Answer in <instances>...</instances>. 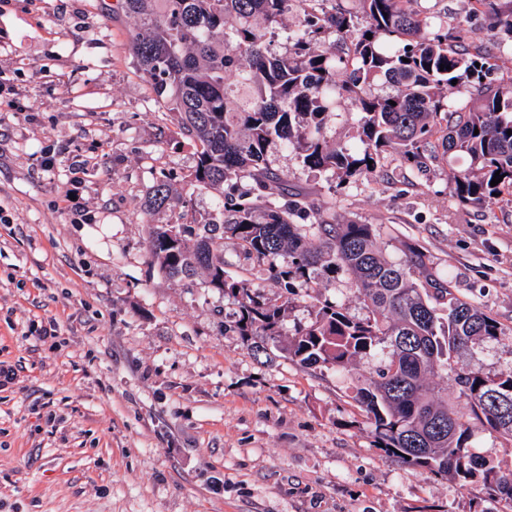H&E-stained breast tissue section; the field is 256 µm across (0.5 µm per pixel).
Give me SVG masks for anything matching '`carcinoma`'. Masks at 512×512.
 I'll list each match as a JSON object with an SVG mask.
<instances>
[{
  "label": "carcinoma",
  "instance_id": "carcinoma-1",
  "mask_svg": "<svg viewBox=\"0 0 512 512\" xmlns=\"http://www.w3.org/2000/svg\"><path fill=\"white\" fill-rule=\"evenodd\" d=\"M494 37L512 42V0H473ZM420 0H117L115 11L136 22L130 50L155 101L177 114L179 133L197 147L190 173L198 186L224 192L247 180L253 189L221 202V217L194 226L154 224L152 256L173 279L206 273L211 287L237 302L229 328L256 351L273 348L306 368L344 369L356 358L384 352L376 377L356 390L377 447L402 462L461 482L481 477L489 495L512 501V472L479 462L471 451L470 422L512 439V371L488 377L456 373L457 410L427 377L475 340L495 342L502 324L474 301L455 297L427 270L425 256L407 247L404 260H388L374 225L336 223L305 197L280 201L268 167L271 143L296 151L304 167L340 175L344 183L369 177L389 156L419 173L449 155L465 168L448 178V196L463 206L512 202V76L495 83L487 74L498 57L466 45L467 31L448 35L440 14ZM288 50H271L281 18ZM372 38H366V34ZM339 46L319 49L327 39ZM450 69L440 70V65ZM457 84H451L452 80ZM391 86L373 92L375 82ZM467 93L449 100L444 89ZM359 115L358 140L336 146L327 139L337 105ZM479 133H474V130ZM503 179L490 185L495 172ZM170 185L156 184L147 207L171 205ZM259 262L281 292L268 294L224 270V241ZM341 268L367 309L351 318L341 305L317 300L310 321L287 341L280 324L297 289L309 287L314 268ZM445 308L446 316L439 315Z\"/></svg>",
  "mask_w": 512,
  "mask_h": 512
}]
</instances>
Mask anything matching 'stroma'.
Masks as SVG:
<instances>
[{
	"mask_svg": "<svg viewBox=\"0 0 512 512\" xmlns=\"http://www.w3.org/2000/svg\"><path fill=\"white\" fill-rule=\"evenodd\" d=\"M116 0H0V362L21 369L0 390V512H512L468 484L376 447L352 400L381 352L306 369L255 351L225 329L237 306L205 276L167 277L148 244L154 224L217 216L220 195L191 184L195 143L177 134L129 50L133 19ZM474 42L492 37L469 0H428ZM64 145L43 170L40 156ZM279 192L335 203L375 225L386 257L417 245L430 271L509 332L475 342L430 381L463 408L459 369L512 370V207L448 197L455 157L419 175L387 158L355 184L268 154ZM169 175L184 208L149 211ZM224 268L275 293L265 264L231 240ZM360 318L341 269L317 268L280 331L311 319L314 297ZM54 320L55 339L34 335ZM473 451L512 470V440L471 427Z\"/></svg>",
	"mask_w": 512,
	"mask_h": 512,
	"instance_id": "obj_1",
	"label": "stroma"
}]
</instances>
